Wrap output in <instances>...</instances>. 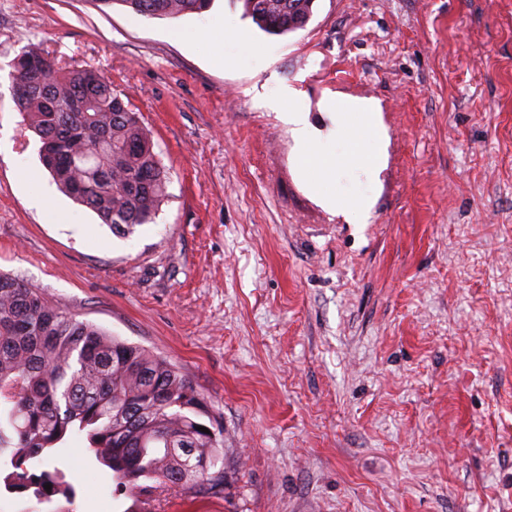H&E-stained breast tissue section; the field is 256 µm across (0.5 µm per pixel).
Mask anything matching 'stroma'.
Segmentation results:
<instances>
[{
	"label": "stroma",
	"instance_id": "35a3bbf8",
	"mask_svg": "<svg viewBox=\"0 0 512 512\" xmlns=\"http://www.w3.org/2000/svg\"><path fill=\"white\" fill-rule=\"evenodd\" d=\"M229 20L250 40L187 41ZM112 80L172 174L127 238L52 182L18 112L26 44ZM222 46L223 65L210 57ZM386 130L352 224L301 174L283 89ZM0 272L165 357L224 428L221 496L157 512H512V0H315L270 35L240 0L149 19L99 0H0ZM74 503L126 512L80 438Z\"/></svg>",
	"mask_w": 512,
	"mask_h": 512
}]
</instances>
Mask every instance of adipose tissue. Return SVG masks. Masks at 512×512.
<instances>
[{
    "label": "adipose tissue",
    "mask_w": 512,
    "mask_h": 512,
    "mask_svg": "<svg viewBox=\"0 0 512 512\" xmlns=\"http://www.w3.org/2000/svg\"><path fill=\"white\" fill-rule=\"evenodd\" d=\"M327 108L329 129L324 135L297 108H289L283 118L291 128L302 165L317 177L315 188L323 204L357 222L369 212L370 197L358 193L344 200L329 193L328 188L343 174L368 178L380 169L384 131L369 102L338 98L329 101Z\"/></svg>",
    "instance_id": "adipose-tissue-1"
}]
</instances>
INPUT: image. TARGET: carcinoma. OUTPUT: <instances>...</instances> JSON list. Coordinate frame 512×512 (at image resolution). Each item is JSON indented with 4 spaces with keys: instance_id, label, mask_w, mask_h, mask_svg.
I'll return each instance as SVG.
<instances>
[{
    "instance_id": "carcinoma-1",
    "label": "carcinoma",
    "mask_w": 512,
    "mask_h": 512,
    "mask_svg": "<svg viewBox=\"0 0 512 512\" xmlns=\"http://www.w3.org/2000/svg\"><path fill=\"white\" fill-rule=\"evenodd\" d=\"M99 2L178 18L209 10L213 0ZM241 2L245 17L279 35L305 28L315 0ZM10 77L16 108L39 150L54 151L46 170L57 187L118 237L153 223L168 196L170 172L112 80L31 44L14 58ZM75 436L112 473L114 492L132 499L125 512H144L143 496L161 484L224 493V428L166 358L0 274V486L39 503L54 497L73 503L76 489L51 456ZM203 465L211 474L200 484Z\"/></svg>"
}]
</instances>
